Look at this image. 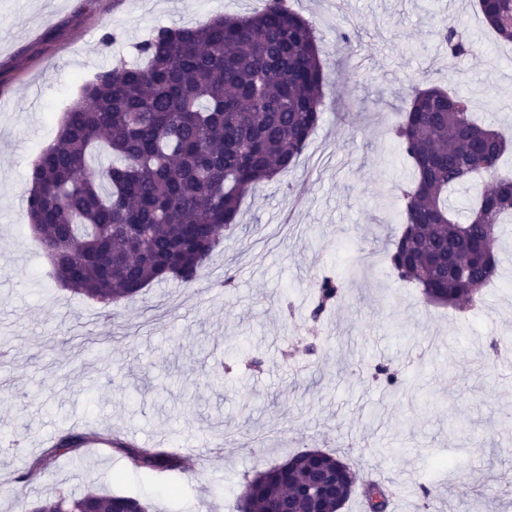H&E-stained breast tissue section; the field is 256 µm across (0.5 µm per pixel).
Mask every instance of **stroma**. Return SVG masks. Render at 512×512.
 Wrapping results in <instances>:
<instances>
[{"mask_svg":"<svg viewBox=\"0 0 512 512\" xmlns=\"http://www.w3.org/2000/svg\"><path fill=\"white\" fill-rule=\"evenodd\" d=\"M288 4L313 25L328 75L317 129L287 176L243 198L198 280L152 284L105 321L45 274L28 225L30 170L80 80L131 58L156 28L247 15L262 0H0V344L11 352L0 445L16 447L0 453V512L76 488L137 497L149 512H237L246 477L308 450L381 477L389 512H512V433L501 426L512 291L483 289L464 321L370 262L397 234L399 188L413 177L389 133L412 86L465 94L512 140V44L483 25L477 0ZM444 23L470 53L448 59ZM325 273L344 277L345 295L315 321ZM220 361L230 370L217 380ZM379 364L406 395L373 378ZM75 428L182 464L139 469L105 443L56 449Z\"/></svg>","mask_w":512,"mask_h":512,"instance_id":"stroma-1","label":"stroma"}]
</instances>
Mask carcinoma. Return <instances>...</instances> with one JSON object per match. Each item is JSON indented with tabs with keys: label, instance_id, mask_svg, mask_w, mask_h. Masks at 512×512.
I'll list each match as a JSON object with an SVG mask.
<instances>
[{
	"label": "carcinoma",
	"instance_id": "obj_1",
	"mask_svg": "<svg viewBox=\"0 0 512 512\" xmlns=\"http://www.w3.org/2000/svg\"><path fill=\"white\" fill-rule=\"evenodd\" d=\"M482 22L512 42V0H478ZM448 59L469 47L453 25L439 33ZM143 63L119 60L85 83L29 177L33 237L61 287L109 308L153 281L193 283L235 231L243 197L284 176L319 121L327 75L311 23L285 0L250 15L164 27L140 42ZM414 177L400 188L401 230L387 253L398 278L428 302L457 307L493 279L501 217L512 214V172L498 167L504 133L477 123L468 97L414 88L391 127ZM481 188L467 219L450 195ZM344 294L334 275L315 282L311 317ZM137 468L174 470L159 448L113 444ZM317 471L340 472L349 500L357 474L336 456L303 451L245 479L240 512H272ZM369 512H388L391 493L364 480ZM148 512L140 499L61 493L19 503L18 512Z\"/></svg>",
	"mask_w": 512,
	"mask_h": 512
}]
</instances>
